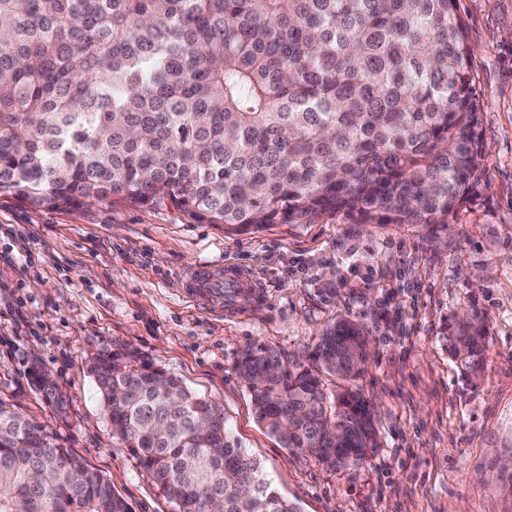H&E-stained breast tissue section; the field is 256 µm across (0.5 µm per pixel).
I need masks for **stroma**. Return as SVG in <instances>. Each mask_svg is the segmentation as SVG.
Masks as SVG:
<instances>
[{"label":"stroma","instance_id":"obj_1","mask_svg":"<svg viewBox=\"0 0 512 512\" xmlns=\"http://www.w3.org/2000/svg\"><path fill=\"white\" fill-rule=\"evenodd\" d=\"M473 53L486 160L448 224H271L239 233L181 209L115 199L62 209L0 195V399L101 471L133 512H178L112 437L86 361L118 344L180 377L301 512H512V0H458ZM201 261L255 277L264 298L210 314L181 277ZM482 318L488 344L466 381L449 338ZM361 323L359 379L380 448L325 468L262 429L236 363L249 345L289 362L331 323ZM40 364L67 420L31 385Z\"/></svg>","mask_w":512,"mask_h":512}]
</instances>
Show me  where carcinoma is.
Here are the masks:
<instances>
[{"mask_svg": "<svg viewBox=\"0 0 512 512\" xmlns=\"http://www.w3.org/2000/svg\"><path fill=\"white\" fill-rule=\"evenodd\" d=\"M457 0H0V194L58 209L172 204L267 224H446L485 160ZM365 331L308 362L241 353L259 424L340 465L378 447L354 389ZM472 316L451 354L477 373ZM112 435L178 512H300L224 416L129 347L88 359ZM53 400L56 383L30 369ZM0 512H132L108 479L0 400Z\"/></svg>", "mask_w": 512, "mask_h": 512, "instance_id": "obj_1", "label": "carcinoma"}]
</instances>
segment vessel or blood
<instances>
[{
  "label": "vessel or blood",
  "mask_w": 512,
  "mask_h": 512,
  "mask_svg": "<svg viewBox=\"0 0 512 512\" xmlns=\"http://www.w3.org/2000/svg\"><path fill=\"white\" fill-rule=\"evenodd\" d=\"M184 283L185 297L209 311L240 308L255 302L259 296L255 283L230 266L204 263L192 267Z\"/></svg>",
  "instance_id": "1"
}]
</instances>
